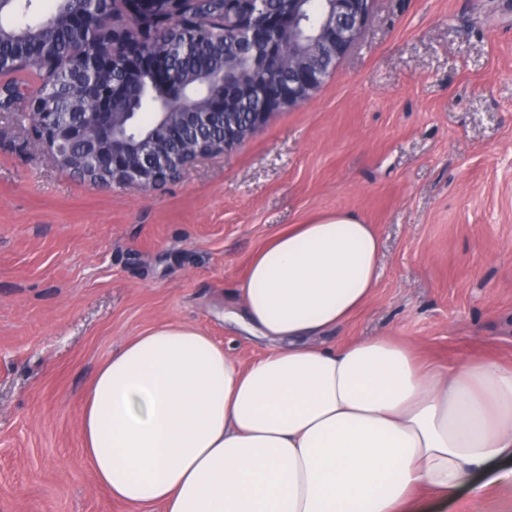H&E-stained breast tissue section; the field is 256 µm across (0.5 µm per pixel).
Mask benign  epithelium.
Here are the masks:
<instances>
[{"label":"benign epithelium","mask_w":512,"mask_h":512,"mask_svg":"<svg viewBox=\"0 0 512 512\" xmlns=\"http://www.w3.org/2000/svg\"><path fill=\"white\" fill-rule=\"evenodd\" d=\"M127 14L137 20L181 0H124ZM305 0H281L276 9L266 0H224V27L229 36L223 51L249 40L259 57V76L236 79L226 92L199 95L192 87L203 74L186 77L178 94L169 97L155 127L132 133L137 106L126 98L127 85L141 78L159 84L169 80L172 56L156 44L112 29V15L101 11L69 14L79 36L112 30L106 46L79 47L68 68L67 84L51 86V97L24 96L25 111L15 113L28 141L63 174L99 187L136 185L151 191L177 178L202 158L242 145L283 108L302 106L330 75L336 61L364 34L372 0H328L329 12L317 32L304 33L300 6ZM288 58V80H281V62ZM123 76L113 79L114 73ZM95 102L92 112H79L82 98ZM259 96L250 112L236 106ZM57 98L76 109L63 120L54 111Z\"/></svg>","instance_id":"obj_1"}]
</instances>
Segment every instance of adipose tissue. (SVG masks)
I'll return each mask as SVG.
<instances>
[{
    "label": "adipose tissue",
    "instance_id": "obj_1",
    "mask_svg": "<svg viewBox=\"0 0 512 512\" xmlns=\"http://www.w3.org/2000/svg\"><path fill=\"white\" fill-rule=\"evenodd\" d=\"M380 255L350 212L272 236L238 290L242 327L271 343L248 364L187 324L129 339L81 416L97 482L164 512H433V496L511 488L512 367L425 366L389 336L326 344L370 300Z\"/></svg>",
    "mask_w": 512,
    "mask_h": 512
}]
</instances>
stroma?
I'll list each match as a JSON object with an SVG mask.
<instances>
[{
    "instance_id": "stroma-1",
    "label": "stroma",
    "mask_w": 512,
    "mask_h": 512,
    "mask_svg": "<svg viewBox=\"0 0 512 512\" xmlns=\"http://www.w3.org/2000/svg\"><path fill=\"white\" fill-rule=\"evenodd\" d=\"M336 211L382 250L330 344L396 336L431 365H512V0H373L303 106L150 192L62 175L0 121V512H136L82 454L96 371L168 322L261 356L228 316L252 255Z\"/></svg>"
}]
</instances>
